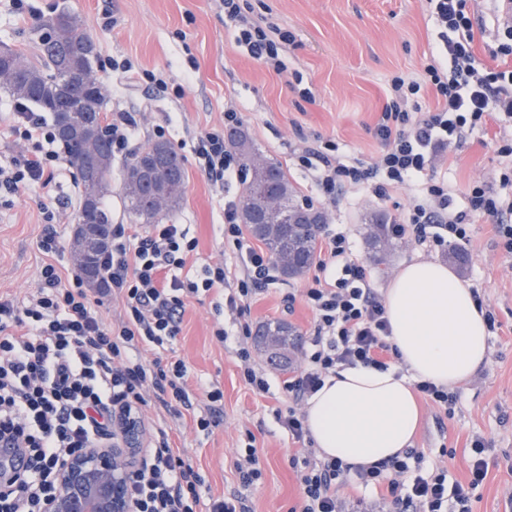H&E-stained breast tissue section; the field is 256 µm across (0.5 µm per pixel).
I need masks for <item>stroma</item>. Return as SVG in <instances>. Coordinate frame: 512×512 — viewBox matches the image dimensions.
<instances>
[{
	"label": "stroma",
	"mask_w": 512,
	"mask_h": 512,
	"mask_svg": "<svg viewBox=\"0 0 512 512\" xmlns=\"http://www.w3.org/2000/svg\"><path fill=\"white\" fill-rule=\"evenodd\" d=\"M38 15L18 16L0 0V43L25 54L35 51L34 28L39 16L60 10L77 13L96 44L102 62L131 59L140 68L162 73L168 89L145 84L114 91L111 72L96 77L109 93L110 112H131L138 121L129 151L142 150L165 127L167 139L184 158L187 182L184 199L173 221L190 227L198 241L188 256L186 272L198 274L205 265L223 264L235 270L238 251L224 237V197L239 196L240 179L216 190L190 149L195 138L222 126L224 114L241 113V126L267 158L288 174L299 197L310 193V181L296 156L316 140L338 144L342 160L373 164L384 150L375 135L378 118L388 103V84L396 75L422 73L439 44L440 29L425 0H243L251 16L291 32L282 59L284 73L266 69L237 44L235 32L224 23L218 0H33ZM473 21L472 50L489 66L512 64L497 55L500 27L493 0H469ZM181 86L174 95L173 86ZM496 123L475 130L461 147L439 153L433 174L447 179L455 190L482 180L497 185L505 163L493 140ZM75 171L55 177L45 189L33 188L0 203V294L23 303L36 292L46 257L38 241L46 226L45 212L55 214L53 225L62 243L56 262L63 274L76 271L71 240L76 228L78 196L72 191ZM417 182L390 189L380 199L365 190L347 188L340 206L315 202L325 224L323 233L347 229L358 256L379 291H386L404 264L429 259L451 267L496 320L487 337L483 365L467 382L454 386L456 404L446 412L419 400L420 417L411 440L428 461L447 470L449 479L468 482L473 444H484L485 480L471 492L472 512H503L512 503V259L499 246L493 217L468 214V243L431 249L400 241L384 261L368 250L366 234L371 219L402 221L417 195ZM313 278L278 280L252 298L245 315L216 313V294L189 299L180 332L162 354L146 352V359H182L190 372L189 393L195 410L175 416L156 404L143 410L145 424L164 423L172 441L200 467L205 483L200 489L202 512L211 499L239 494L250 512H296L302 502L303 466L292 465L298 445L278 421L291 401L284 383L296 375L301 358L289 369L269 364L243 325L258 327L270 320L291 323L309 336L315 314L303 292ZM294 301H286V294ZM225 329L219 339L216 329ZM248 348L255 371L269 382L267 393L255 394L241 373L239 351ZM220 391V402L209 403L206 393ZM211 415L209 430L194 419ZM256 448L260 478L244 486L235 465L247 446Z\"/></svg>",
	"instance_id": "obj_1"
}]
</instances>
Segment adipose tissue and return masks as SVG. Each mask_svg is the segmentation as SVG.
Here are the masks:
<instances>
[{
	"instance_id": "ef3b65f1",
	"label": "adipose tissue",
	"mask_w": 512,
	"mask_h": 512,
	"mask_svg": "<svg viewBox=\"0 0 512 512\" xmlns=\"http://www.w3.org/2000/svg\"><path fill=\"white\" fill-rule=\"evenodd\" d=\"M389 340L408 374L348 367L329 377L308 401L306 424L321 458L370 466L404 451L416 430V380L452 387L487 354L484 315L470 289L446 265H405L385 295Z\"/></svg>"
}]
</instances>
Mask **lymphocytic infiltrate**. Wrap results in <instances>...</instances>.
Wrapping results in <instances>:
<instances>
[{
	"label": "lymphocytic infiltrate",
	"instance_id": "1",
	"mask_svg": "<svg viewBox=\"0 0 512 512\" xmlns=\"http://www.w3.org/2000/svg\"><path fill=\"white\" fill-rule=\"evenodd\" d=\"M442 28L439 58L430 60L420 77L394 76L390 101L375 127L384 152L373 167L344 163L335 143L319 141L306 148L299 161L311 174L317 196L338 203L345 187L369 185L374 196L407 184L429 170L434 156L465 139L488 121H512V68H491L472 52L473 24L467 0H427ZM224 21L233 27L238 45L264 66L283 72L280 46L288 33L271 36L249 18L239 0H223ZM431 87L437 106L419 115L416 100ZM12 130L28 142L23 158L0 164V191L16 194L48 186L66 167L54 147L55 138L42 113L16 104ZM192 152L199 168L215 187H223L237 171L223 128L197 137ZM466 208L455 211L447 182L429 178L406 219L391 225V233L441 246L465 240L467 213L497 218L496 233L504 254L512 255V201L487 183L469 184ZM38 242L47 261L39 288L25 305L0 294V445L24 449L25 470L0 472V512H47L60 488L54 466L81 448L111 438L118 414L155 401L169 411L191 409L189 370L182 360L149 362L142 349L169 345L180 331L185 300L214 290L224 293L229 310L245 312L248 300L275 280L277 266L266 253L250 246L238 220V201H224V235L238 250V273L205 266L202 277L182 278L178 272L197 248L186 225L155 224L147 234L112 227V243L102 265L106 274L98 299L88 295L80 275H63L55 263L62 245L52 227L53 214ZM322 278L314 279L305 297L315 313L299 374L286 381L294 402L281 419L296 442H304V416L295 405L324 385L328 374L358 365L386 369L393 349L383 299L366 266L353 252L346 231L329 233L318 262ZM124 298L121 325L107 324L100 308L112 295ZM425 455L414 448L382 463L350 467L338 460L309 461L302 475L300 512H340L338 491L350 477L365 487L386 488L397 512H472L469 488L487 475L483 458H474L469 484L452 481L444 469L411 475V464ZM204 478L197 464L173 448L169 431L153 427L148 460L132 492L138 512H198Z\"/></svg>",
	"mask_w": 512,
	"mask_h": 512
}]
</instances>
